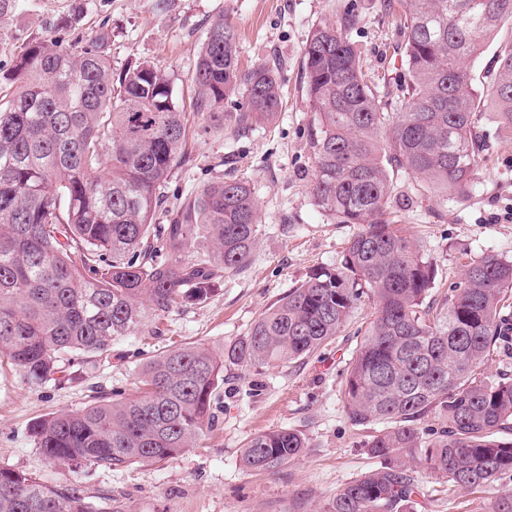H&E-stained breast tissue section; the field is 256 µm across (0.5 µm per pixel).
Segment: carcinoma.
<instances>
[{
    "mask_svg": "<svg viewBox=\"0 0 512 512\" xmlns=\"http://www.w3.org/2000/svg\"><path fill=\"white\" fill-rule=\"evenodd\" d=\"M346 14L316 28L303 48L315 205L339 224H359L337 268L313 270L269 307L228 350L176 346L143 362L134 393L99 391L75 411L31 428L52 462L119 467L174 459L216 422L224 359L247 370L314 353L370 292L374 318L343 383L355 426L386 423L368 444L380 467L342 488L323 512H413L418 483L410 453L428 475L480 490L512 474V372L483 377L507 339L499 304L512 261L472 263L448 308L425 305L431 262L386 218L389 168H405L447 194H465L483 159L477 112L491 103L512 130V40L476 81L466 60L512 25V0H399L409 80L390 110L368 84ZM110 32L29 41L0 68V369L32 385L58 380L64 362L101 356L176 304L199 305L243 269L258 236L257 203L242 180H215L153 217L160 189L183 155L189 130L171 76L144 61L112 81ZM196 110L243 131L280 106L275 71H242L236 32L224 19L207 32L191 75ZM240 95L246 107L222 112ZM208 247L185 261L199 243ZM443 421L424 440L419 421ZM305 438L288 429L250 439L241 462L273 471L298 457ZM0 512H92L77 484L51 485L0 468Z\"/></svg>",
    "mask_w": 512,
    "mask_h": 512,
    "instance_id": "obj_1",
    "label": "carcinoma"
}]
</instances>
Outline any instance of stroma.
<instances>
[{"label": "stroma", "instance_id": "stroma-1", "mask_svg": "<svg viewBox=\"0 0 512 512\" xmlns=\"http://www.w3.org/2000/svg\"><path fill=\"white\" fill-rule=\"evenodd\" d=\"M387 0H23L0 21V64L29 40L51 35L71 17L88 35L100 23L111 31L112 72L148 60L168 72L189 128L184 156L162 187L168 200L190 196L223 177L246 181L258 206V242L247 268L224 276L200 305H176L165 317L115 341L110 352L71 366L73 381L35 386L20 371H0V467L52 485L82 486L93 506L111 498L119 512H322L341 486L380 465L368 444L378 425H353L343 405L348 363L373 312L363 299L341 331L313 354L259 371L224 365L217 423L194 448L149 464L75 469L52 464L31 435L37 420L83 407L97 390L129 394L146 358L186 343L215 348L247 336L262 312L302 283L312 269L337 267L356 224L324 216L310 193L315 163L310 145L314 114L303 89L302 52L312 31L357 14L348 32L367 79L383 98L396 92L406 70L388 54L399 38ZM236 31L241 67L278 68L281 108L270 123L235 133L203 118L193 106L190 80L207 31L217 18ZM485 159L467 195L433 192L416 174L390 170L388 211L413 237L434 268L426 302L441 308L469 265L485 257L512 261V133L495 112L478 114ZM296 431L307 446L273 472L241 463L245 444L277 429ZM415 475L422 486L415 512H490L512 478L478 491Z\"/></svg>", "mask_w": 512, "mask_h": 512}]
</instances>
